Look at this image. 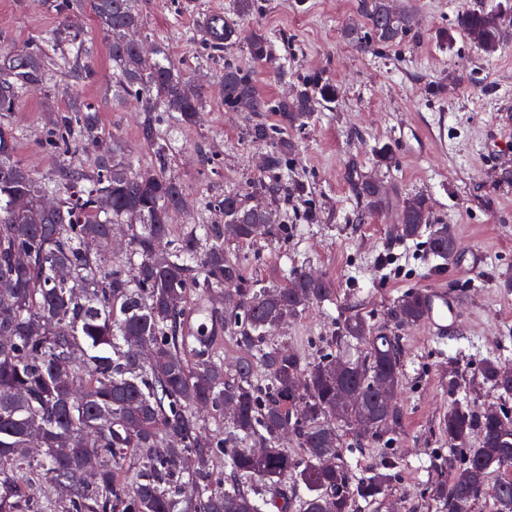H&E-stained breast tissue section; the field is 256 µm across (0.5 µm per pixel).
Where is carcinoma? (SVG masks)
I'll return each mask as SVG.
<instances>
[{
	"label": "carcinoma",
	"mask_w": 512,
	"mask_h": 512,
	"mask_svg": "<svg viewBox=\"0 0 512 512\" xmlns=\"http://www.w3.org/2000/svg\"><path fill=\"white\" fill-rule=\"evenodd\" d=\"M90 7L107 33L112 65L124 92L140 103L139 136L150 162L132 169L117 141L91 167L61 171L60 205L43 209L45 188L14 159L12 133L0 129V512H358L359 502L386 497L395 464L386 460L356 478L342 461L349 448L382 440L397 424L395 395L402 383L401 347L392 330L422 321L418 291L387 308L383 325L354 311L337 324L335 341L353 342L360 355L331 348L308 361L272 332L313 304L332 300L324 277L294 269L286 283L260 284L245 276L230 241L250 243L259 232L283 236L272 210L257 197L275 198V184L209 201L222 224H187L174 235L169 214L186 192L171 174L172 147L162 121L195 125L203 98L184 95L186 79L168 58L147 63L128 28H146L135 0H61L67 16ZM255 0H235L236 19L224 21V45L240 40L239 20ZM363 24L347 26L353 44L389 48L412 34L414 17L390 0H359ZM501 14L465 8L443 41L458 31L485 54L501 48ZM75 36L61 23L51 43L0 51V115L20 94L43 83L45 62ZM256 63L269 57L264 35L248 36ZM224 106L274 112L289 128L305 124L316 104L336 98V87L316 78L291 100L264 98L251 73L224 62ZM53 143L67 152L105 139L89 105L57 113ZM265 148L264 168L281 173L291 142L263 123L248 131ZM356 191L366 215L383 209L382 181L362 176ZM124 226L128 248L115 259L112 226ZM402 241L425 239L433 258L451 261L456 240L434 223L422 196L404 201ZM202 296L209 321L224 334H186L191 292ZM238 352L224 367V341ZM484 382L512 396V370L489 357L478 368ZM384 381L389 391L376 390ZM369 423L363 435L359 421ZM441 429L457 456L441 492L445 512H512V415L503 408L475 411L456 404ZM479 433L471 444L473 433ZM304 450L288 454L284 442ZM290 474L296 486L280 499L270 487ZM306 495L295 498L296 487Z\"/></svg>",
	"instance_id": "cac0c4a2"
}]
</instances>
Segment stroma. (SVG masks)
I'll use <instances>...</instances> for the list:
<instances>
[{"mask_svg": "<svg viewBox=\"0 0 512 512\" xmlns=\"http://www.w3.org/2000/svg\"><path fill=\"white\" fill-rule=\"evenodd\" d=\"M53 0H0V34L9 47L23 49L50 39L60 16ZM233 0H138L146 15L149 50L163 51L207 100L197 125L169 128L171 171L184 185L190 210L173 214L180 229L199 217L219 222L206 210L210 196L249 192L253 182L277 183L285 194L276 207L284 238L230 243L249 277L282 281L304 265L323 274L336 291L335 303H317L301 318L276 331L274 340L306 359L317 357L334 334L347 305L382 323L392 300L403 292L446 286L465 291L458 329L434 340L424 325L399 332L403 365L397 397L401 419L380 442L344 455L357 476L392 459L399 476L380 501L360 512H445L437 486L449 483L454 454L439 422L450 407L477 409L507 405L478 373L489 356L512 364V187L496 183L500 169L512 168V15L503 20L504 44L487 55L463 34L444 43L438 31L450 27L467 7L500 9L502 0H394L396 9L414 12L413 33L391 49L348 43L345 26L361 24L358 0H256L244 21L246 34L266 37L271 54L253 64L244 39L209 49L199 19ZM69 27L87 52L81 81L68 74V49L55 51L45 67L41 89L22 94L5 126L17 137L16 160L55 187L62 150L50 147L52 114L74 102L91 104L106 133L117 135L134 163L146 157L139 142L138 107L123 95L109 54L110 37L90 11L71 13ZM251 71L259 92L271 100L292 98L309 79L335 85L333 102L316 107L306 124L287 130L295 150L287 170L264 171L262 146L247 136L254 112L225 108V60ZM389 146L391 167L381 166L375 150ZM382 179L386 202L379 215L363 218L353 172ZM303 193L291 192L294 182ZM424 196L435 222L449 225L457 242L450 262L428 255L423 244L397 236L406 198ZM317 219L307 222L308 210ZM479 250L478 273L463 274L469 254Z\"/></svg>", "mask_w": 512, "mask_h": 512, "instance_id": "obj_1", "label": "stroma"}]
</instances>
